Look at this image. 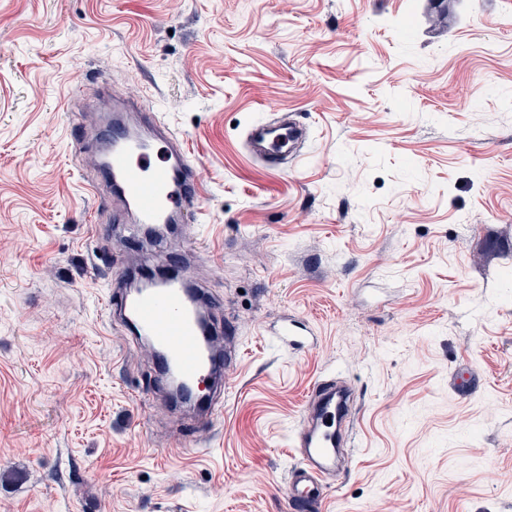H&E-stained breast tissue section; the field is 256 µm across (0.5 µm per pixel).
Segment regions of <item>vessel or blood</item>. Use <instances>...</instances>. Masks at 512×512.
Here are the masks:
<instances>
[{
	"label": "vessel or blood",
	"instance_id": "b4317fda",
	"mask_svg": "<svg viewBox=\"0 0 512 512\" xmlns=\"http://www.w3.org/2000/svg\"><path fill=\"white\" fill-rule=\"evenodd\" d=\"M123 112H138L141 135H133L125 123H114L97 140L101 179L91 182L94 195L108 193L113 220L144 228L180 223L195 212L204 192L203 172L183 137L156 113L138 111L123 102ZM309 137L306 126L286 119L261 121L245 133V145L253 157L282 164L301 156ZM188 281L174 274L139 293L127 290L123 273L108 284L104 310L108 321L123 327L130 336L149 343L162 359L160 370L183 381L202 402L191 419L207 427L217 404L231 388L223 368L214 366L197 320L195 298L203 289L187 294ZM309 328L290 319L280 326V346L296 350L306 344ZM355 392L351 384L325 376L312 384L298 429L293 437L300 464L285 487L291 512H324L328 480L345 469L349 455L348 430Z\"/></svg>",
	"mask_w": 512,
	"mask_h": 512
}]
</instances>
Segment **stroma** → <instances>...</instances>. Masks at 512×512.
<instances>
[{"mask_svg": "<svg viewBox=\"0 0 512 512\" xmlns=\"http://www.w3.org/2000/svg\"><path fill=\"white\" fill-rule=\"evenodd\" d=\"M102 78L203 167L183 243L234 364L200 438L104 316L141 254L110 215L90 236ZM272 106L310 127L284 171L243 148ZM328 374L357 423L327 512H512V0H0V512H290ZM275 336L280 346L288 350H297L305 346V336H311V331L304 323L288 319L280 326Z\"/></svg>", "mask_w": 512, "mask_h": 512, "instance_id": "obj_1", "label": "stroma"}]
</instances>
